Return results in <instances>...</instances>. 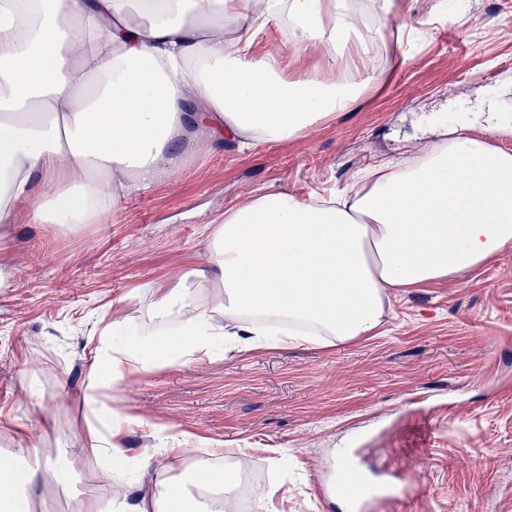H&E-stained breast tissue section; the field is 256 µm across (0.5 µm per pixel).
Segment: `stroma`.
I'll return each mask as SVG.
<instances>
[{
	"instance_id": "stroma-1",
	"label": "stroma",
	"mask_w": 512,
	"mask_h": 512,
	"mask_svg": "<svg viewBox=\"0 0 512 512\" xmlns=\"http://www.w3.org/2000/svg\"><path fill=\"white\" fill-rule=\"evenodd\" d=\"M462 4L470 22L459 29L448 0H417L389 19L363 0L365 22L383 32L369 61L378 81L301 138L198 142L173 175L92 224H35L17 211L0 244V452L73 448L79 474L66 490L42 480L39 512H73L103 474L86 450L83 394L97 323L119 305L158 344L147 370L110 394L128 457L153 448L161 429L196 438L192 454L156 457V473L217 448L228 469L251 459L258 493L232 512H347L327 486L357 449L366 483L396 486L373 512H512V247L394 295L379 335L358 342L241 352L219 341L212 360L173 363L157 334L178 324L159 316V289L206 263L208 223L250 191L329 197L356 170L429 142L421 114L465 126L493 90L512 102V0ZM404 27L418 36L401 41Z\"/></svg>"
}]
</instances>
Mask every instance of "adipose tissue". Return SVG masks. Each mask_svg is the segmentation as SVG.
I'll list each match as a JSON object with an SVG mask.
<instances>
[{
    "label": "adipose tissue",
    "mask_w": 512,
    "mask_h": 512,
    "mask_svg": "<svg viewBox=\"0 0 512 512\" xmlns=\"http://www.w3.org/2000/svg\"><path fill=\"white\" fill-rule=\"evenodd\" d=\"M288 27L304 59L297 78L262 35ZM381 29L351 0H0V240L20 202L36 224H89L122 195L168 178L194 148L250 146L305 135L352 107L370 80ZM406 161L365 171L353 198L303 201L254 190L207 235L195 282L161 296L180 319L181 356L204 360L215 337L250 348L259 337L325 347L377 335L390 294L444 282L512 246V153L463 129ZM212 287L208 304L195 284ZM223 321H216V313ZM121 313L100 321L94 385L116 387L145 368L139 346L116 348ZM90 450L122 457L110 405L91 401ZM69 487L68 449L0 453V512H36L45 475ZM236 486L207 460L156 481L136 504L104 475L77 512H221Z\"/></svg>",
    "instance_id": "adipose-tissue-1"
}]
</instances>
